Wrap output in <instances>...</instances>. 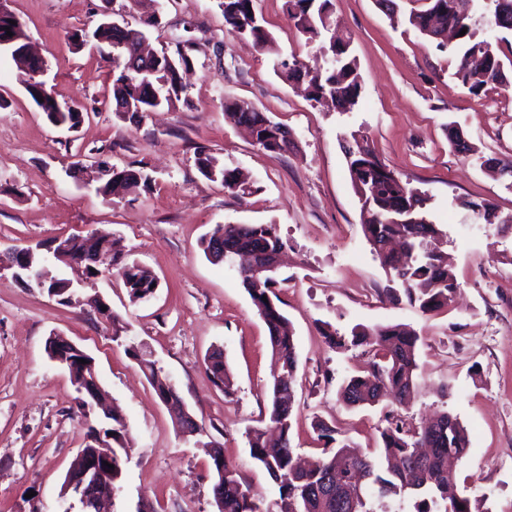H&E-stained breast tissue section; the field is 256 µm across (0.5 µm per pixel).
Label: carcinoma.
I'll use <instances>...</instances> for the list:
<instances>
[{"label": "carcinoma", "instance_id": "1", "mask_svg": "<svg viewBox=\"0 0 512 512\" xmlns=\"http://www.w3.org/2000/svg\"><path fill=\"white\" fill-rule=\"evenodd\" d=\"M425 9L413 11L408 23L419 31L427 29L431 16L441 12L442 27L454 29L457 44L452 51L458 54L455 75L477 96L488 85H512L501 58L489 37L478 38L469 22V11L453 9L454 0H423ZM253 0H219L225 27L231 35L249 37L260 47L272 43L255 10L247 9ZM493 6L489 27L496 32H512V0H490ZM331 0H285L288 20L303 36L330 34L329 42L336 41L333 28ZM139 30L116 21L102 22L95 29L99 51L112 49V96L124 111L136 116L152 112L163 104L180 99L184 87L179 69L188 66L190 59L181 49L177 56L168 58L163 51L150 60L137 74L125 72L128 39ZM329 67L325 72L312 73L297 58L280 61L277 72L288 82L305 81L311 98L330 99L340 112L352 109L360 95L361 82L355 59L345 51L340 60L333 59L332 48H327ZM240 111L232 113L236 122L250 125L256 143L268 151L274 150L273 131L279 123L250 103L237 100ZM349 163L353 187L361 202L363 232L373 252L390 278L392 287L386 296L392 301L407 298L410 305L427 314L448 306L457 290V280L448 265V256L428 249V240L438 234L424 211V199L418 191L403 182L394 171L383 165L376 156L359 143L344 147ZM196 165L208 180L221 182L230 192L246 191L245 181L235 170L218 165L202 152ZM151 178L144 167H112V182L97 188L103 197L121 199L141 186H148ZM204 253L220 261L238 262V273L258 315L269 333L272 355L279 367L274 378L269 405L263 426L247 432L250 456L266 470L278 485L280 502L276 512H373L368 498L376 496L397 504L394 512H403L402 505L413 500L414 512H472L471 499L457 486L455 473L448 469V454L461 457L468 450L465 427L457 417L448 413L415 427L406 422L397 411L385 416L386 425L379 429L383 469L362 453L351 442L339 441L335 430L323 420H314L313 429L328 448L324 456L308 466L300 465L290 446V430L295 400V379L298 359L294 336L285 330L286 317L275 302L278 281L270 270L255 272L250 256L265 254L264 260H277L285 243L274 224H218L210 236L202 241ZM158 279L154 273L134 262L125 272V286L130 299L140 301L151 295ZM326 343L337 350L361 347L371 356L366 370L343 382L339 390L342 403L348 408L379 401L406 405L415 389L418 368L416 349L419 336L402 325L366 327L356 325L349 335H341L325 324L321 330ZM159 399L171 406L179 403V396L170 380L145 358L137 347L129 348ZM215 385L224 396L234 395V380L223 353L215 350L206 362ZM112 436V477L122 473V455L127 427L123 419L112 415V428L104 433ZM215 504L219 512H259L250 486L221 453L210 452Z\"/></svg>", "mask_w": 512, "mask_h": 512}]
</instances>
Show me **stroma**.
I'll return each instance as SVG.
<instances>
[{"label":"stroma","mask_w":512,"mask_h":512,"mask_svg":"<svg viewBox=\"0 0 512 512\" xmlns=\"http://www.w3.org/2000/svg\"><path fill=\"white\" fill-rule=\"evenodd\" d=\"M159 2L160 23L146 36L158 52L189 45L186 97L137 123L113 109L108 54L75 48L71 36L107 17L139 27L147 0L4 2L43 56L47 84L83 120L72 130L49 122L15 63L0 55V252L105 233L160 286L151 298L131 301L112 268L78 282L77 303L62 305L11 271L0 272V512L53 508L86 431L75 387L46 351L54 332L94 358L99 383L128 429V459L111 512H136L142 497L157 512H217L207 442L221 446L264 512L272 506L278 487L246 439L270 400L268 331L236 269L210 261L200 246L218 224H273L288 242L278 293L298 358L295 453L320 455L314 418L364 449L374 448L384 420L382 405L349 409L338 401L339 386L367 357L359 348L331 349L321 323L345 335L358 324H404L420 336L417 386L404 418L457 416L469 437L466 455L454 464L461 492L477 512H512V178L478 162L512 158V87L489 85L472 95L455 76L454 53L391 20L376 0H332L361 81L353 110L337 112L274 70L279 55L324 62L321 39L296 32L285 0H254L273 38L269 51L228 33L218 0ZM231 100L287 126L294 136L289 150L255 144L227 117ZM452 123L472 154L451 149ZM353 137L424 197L429 220L443 232L437 245L459 283L448 307L425 315L387 299L389 278L364 237L343 150ZM200 152L244 173L250 193L204 178L195 162ZM92 156L143 166L152 181L124 199L103 198L71 172L74 162ZM474 202L492 203L503 223L479 219ZM96 296L117 321L89 306ZM132 346L145 348L169 377L202 425L201 437L177 431L129 354ZM217 348L234 377L230 398L206 368Z\"/></svg>","instance_id":"1"}]
</instances>
